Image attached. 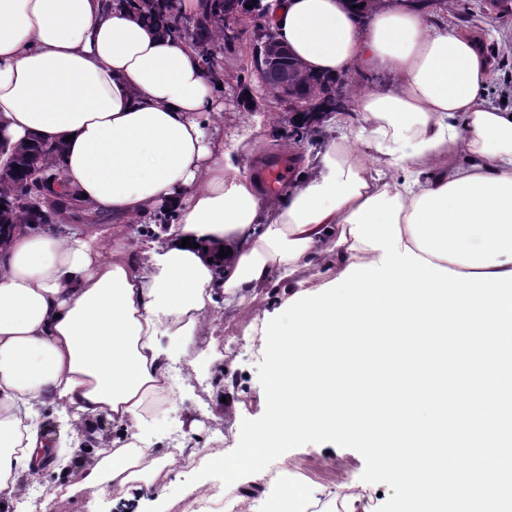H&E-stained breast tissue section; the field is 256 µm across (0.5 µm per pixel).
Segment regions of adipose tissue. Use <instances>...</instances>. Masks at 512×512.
<instances>
[{"label": "adipose tissue", "instance_id": "obj_1", "mask_svg": "<svg viewBox=\"0 0 512 512\" xmlns=\"http://www.w3.org/2000/svg\"><path fill=\"white\" fill-rule=\"evenodd\" d=\"M267 21L307 70L357 67L393 79L355 97L306 172L263 199L230 160L218 81L177 37L107 0H0V138L62 145V173L103 237L25 229L0 248V504L24 495L60 406L63 432L99 421L133 431L145 404L170 397L161 332L190 340L211 323L216 291L235 318L284 280L315 291L381 250L349 219L368 198L398 197L402 245L461 273L512 271V110L487 95L477 37L427 23L406 0L360 20L348 0H263ZM161 241L131 244L123 225L162 210ZM228 256H220L221 248ZM176 457L127 442L87 466L95 499L152 483ZM364 512L363 492L289 482L264 512Z\"/></svg>", "mask_w": 512, "mask_h": 512}]
</instances>
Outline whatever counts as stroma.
<instances>
[{"instance_id": "stroma-1", "label": "stroma", "mask_w": 512, "mask_h": 512, "mask_svg": "<svg viewBox=\"0 0 512 512\" xmlns=\"http://www.w3.org/2000/svg\"><path fill=\"white\" fill-rule=\"evenodd\" d=\"M475 0H434L426 17L443 20L449 25L478 31L486 56L493 64L489 96L494 102L512 107V96L501 95L503 85L512 86V11L485 8L470 15ZM265 122L237 155L232 164L241 174L250 175L256 163L288 154L285 132L288 116L279 107L266 108ZM291 285L281 282L272 293L258 292L249 298L250 313L233 318L224 311L223 296H216L212 322L205 335L185 341L178 336H164L160 345L167 355V366L176 387L174 402L155 401L139 430L138 446L150 449L152 457L168 456L172 446L192 449L198 466H205L213 452L228 453L236 446V430L223 422L226 402L237 405L240 418L255 419L265 410V394L259 382L257 366L263 359L264 338L260 332L265 320L279 315L289 296ZM195 360L199 375L184 377L185 360ZM291 475L313 489H333L347 483L367 489L370 495L390 496L387 485L367 484L361 479L363 457L355 450L334 447L323 449L307 444L286 452ZM193 469L178 468L161 476L153 494L137 489L108 494L92 500L78 491L81 470L61 474L56 465L42 470V491L58 486H72L65 498H55L46 512H144L146 507L161 503L165 512H193L199 495L188 480Z\"/></svg>"}]
</instances>
